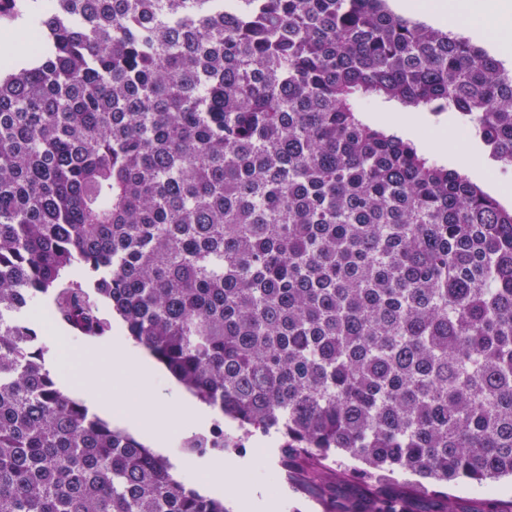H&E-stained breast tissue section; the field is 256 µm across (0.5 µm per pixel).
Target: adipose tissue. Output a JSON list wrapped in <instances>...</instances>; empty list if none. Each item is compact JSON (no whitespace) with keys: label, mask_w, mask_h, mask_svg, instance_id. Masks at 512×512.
Segmentation results:
<instances>
[{"label":"adipose tissue","mask_w":512,"mask_h":512,"mask_svg":"<svg viewBox=\"0 0 512 512\" xmlns=\"http://www.w3.org/2000/svg\"><path fill=\"white\" fill-rule=\"evenodd\" d=\"M399 11L435 19L449 30L465 33L474 29L496 31L512 23V0H399ZM85 364L91 377L105 385L100 408L113 415L128 430L149 436L155 448L166 450L175 431L204 429L217 418L216 409L178 392L164 393L155 387L157 373L146 355L136 354L123 339L113 337L109 347L89 348ZM135 362L140 391L128 392L123 376L127 362ZM205 484H224L239 489L236 512H253L258 492L246 486L241 467L216 457L197 464Z\"/></svg>","instance_id":"obj_1"}]
</instances>
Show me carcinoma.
I'll use <instances>...</instances> for the list:
<instances>
[{
  "instance_id": "1",
  "label": "carcinoma",
  "mask_w": 512,
  "mask_h": 512,
  "mask_svg": "<svg viewBox=\"0 0 512 512\" xmlns=\"http://www.w3.org/2000/svg\"><path fill=\"white\" fill-rule=\"evenodd\" d=\"M0 512H226L60 390L26 319L111 322L281 465L407 512L512 478V208L364 100L512 168V71L386 0H0ZM231 449L219 428L187 440ZM9 27L4 23H0V37L1 33L8 30ZM1 62H3L6 66L13 64H23L29 61V57L25 52V46L21 40L17 39L13 34L6 32L1 37ZM2 45L4 46V51H2ZM359 466L355 461L340 459L331 463L323 470L325 481L336 484L337 494L340 497H358L363 484L354 478V467Z\"/></svg>"
}]
</instances>
